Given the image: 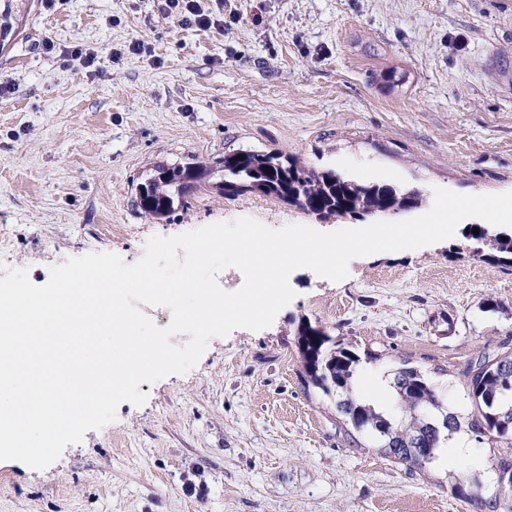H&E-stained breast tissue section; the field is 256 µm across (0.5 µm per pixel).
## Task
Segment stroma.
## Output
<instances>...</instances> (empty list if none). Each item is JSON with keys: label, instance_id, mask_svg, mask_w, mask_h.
I'll use <instances>...</instances> for the list:
<instances>
[{"label": "stroma", "instance_id": "35a3bbf8", "mask_svg": "<svg viewBox=\"0 0 512 512\" xmlns=\"http://www.w3.org/2000/svg\"><path fill=\"white\" fill-rule=\"evenodd\" d=\"M200 5L223 26L182 24L159 0H34L0 53V277L42 285L89 253L132 264L152 236L240 217L358 227L210 184L163 218L138 207L152 166L245 149L417 190L425 211L437 186L512 191V0ZM474 224L352 259L338 283L295 270L269 327L210 339L46 469L0 461V512H477L440 467L409 470L339 431L295 336L304 320L379 354L367 376L404 359L437 371L470 415L468 364L512 350V266L473 257Z\"/></svg>", "mask_w": 512, "mask_h": 512}]
</instances>
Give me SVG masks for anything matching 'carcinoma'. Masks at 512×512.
<instances>
[{
    "label": "carcinoma",
    "mask_w": 512,
    "mask_h": 512,
    "mask_svg": "<svg viewBox=\"0 0 512 512\" xmlns=\"http://www.w3.org/2000/svg\"><path fill=\"white\" fill-rule=\"evenodd\" d=\"M31 0H0V53L17 38L20 24ZM226 155L212 166L202 164L157 165L143 176L153 189L140 209L151 216L165 217L188 204V196L205 183L219 177L220 192L240 195L258 192L296 206L308 214L330 217L353 216L369 207L398 212L422 203L419 193L405 194L389 185L354 182L333 170L316 171L279 152L252 150ZM474 240H484L496 250L493 260L512 264V234L487 227ZM304 363L305 383L321 392L336 410L342 424L365 438L385 456L409 469L423 471L436 459L442 443L462 428L457 412L444 402L432 372L404 360L393 372L396 402L391 412L376 410L355 392V378L365 363L377 362L380 355L355 351L353 346L330 336L323 327L307 321L296 329ZM466 389L474 406L467 423L469 431L489 434L505 448H512V352L497 357H481L466 372ZM448 420V426L432 428L434 418ZM456 496L475 503L480 512H498L500 501L479 495L480 475L453 477Z\"/></svg>",
    "instance_id": "carcinoma-1"
}]
</instances>
